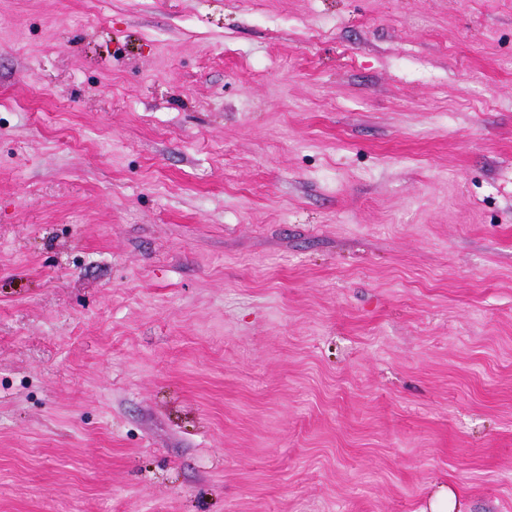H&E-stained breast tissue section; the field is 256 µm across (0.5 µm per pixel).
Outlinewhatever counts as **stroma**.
Here are the masks:
<instances>
[{
  "instance_id": "1",
  "label": "stroma",
  "mask_w": 512,
  "mask_h": 512,
  "mask_svg": "<svg viewBox=\"0 0 512 512\" xmlns=\"http://www.w3.org/2000/svg\"><path fill=\"white\" fill-rule=\"evenodd\" d=\"M512 512V0H0V512Z\"/></svg>"
}]
</instances>
